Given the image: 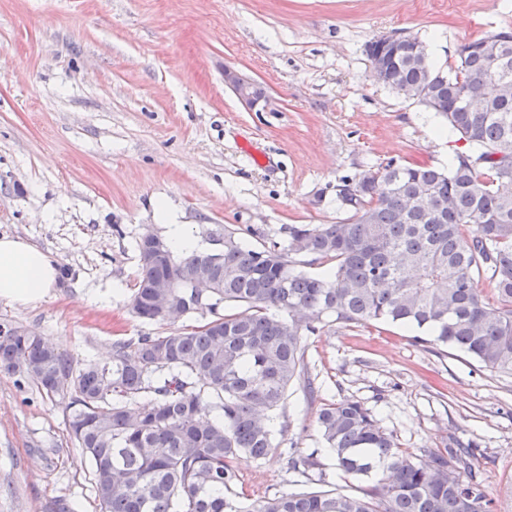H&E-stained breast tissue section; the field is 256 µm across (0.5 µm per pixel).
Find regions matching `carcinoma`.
I'll list each match as a JSON object with an SVG mask.
<instances>
[{
	"mask_svg": "<svg viewBox=\"0 0 512 512\" xmlns=\"http://www.w3.org/2000/svg\"><path fill=\"white\" fill-rule=\"evenodd\" d=\"M366 54L386 65L384 86L399 95L433 84L424 105L469 143L448 171L371 166L336 188V205L350 211L344 223L290 224L287 241L261 249L222 224L203 233L209 247L184 255L141 235L129 312L144 324L203 322L117 340L108 365H76L41 333L0 323V372L66 401L99 512H493L473 448L448 447L423 466L351 399L321 411L322 438L339 470L379 473L376 484L359 495L282 493L246 508L226 496L239 461L274 448L276 411L305 374L302 336L331 322L414 326L424 332L418 342L512 373V104L487 83L496 71L512 85V33L460 44L452 74L411 44L372 39ZM321 261L330 264L323 274L302 270ZM482 275L500 306L483 302ZM201 279L210 287H194ZM230 305L244 310L228 313ZM288 466L305 474L320 462L292 453Z\"/></svg>",
	"mask_w": 512,
	"mask_h": 512,
	"instance_id": "cac0c4a2",
	"label": "carcinoma"
}]
</instances>
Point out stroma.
<instances>
[{
  "label": "stroma",
  "instance_id": "obj_1",
  "mask_svg": "<svg viewBox=\"0 0 512 512\" xmlns=\"http://www.w3.org/2000/svg\"><path fill=\"white\" fill-rule=\"evenodd\" d=\"M397 31L447 69L460 43L512 32V0H0V236L61 271L38 303L0 300V323L37 329L74 362L108 361L116 337L147 330L128 304L135 241L164 230L157 202L193 235L223 224L260 248L292 224L344 222L336 187L370 166L447 168L466 141L371 75L367 42ZM228 67L265 88L266 111L225 86ZM303 344L307 378L290 385L268 456L240 462L231 499L368 487L319 431L320 410L348 398L415 461L471 445L497 512H512V375L391 322L331 323ZM65 419L0 373V512H98ZM292 449L320 469L289 471Z\"/></svg>",
  "mask_w": 512,
  "mask_h": 512
}]
</instances>
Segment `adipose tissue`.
<instances>
[{
	"instance_id": "1",
	"label": "adipose tissue",
	"mask_w": 512,
	"mask_h": 512,
	"mask_svg": "<svg viewBox=\"0 0 512 512\" xmlns=\"http://www.w3.org/2000/svg\"><path fill=\"white\" fill-rule=\"evenodd\" d=\"M58 266L26 240L0 237V300L22 305L43 299L54 288Z\"/></svg>"
}]
</instances>
